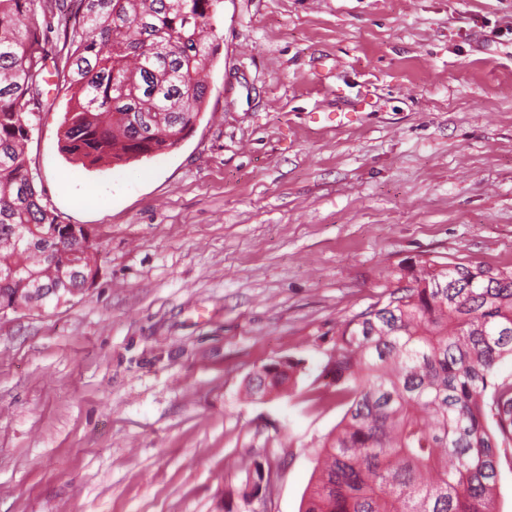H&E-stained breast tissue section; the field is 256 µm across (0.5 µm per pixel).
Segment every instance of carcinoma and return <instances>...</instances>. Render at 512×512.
<instances>
[{
    "label": "carcinoma",
    "instance_id": "obj_1",
    "mask_svg": "<svg viewBox=\"0 0 512 512\" xmlns=\"http://www.w3.org/2000/svg\"><path fill=\"white\" fill-rule=\"evenodd\" d=\"M223 0H0V306L72 272L68 226L41 201L26 145L47 55L24 20L71 23L62 150L94 165L176 146L204 109ZM512 269L426 261L346 320L326 369L345 413L324 439L302 512H495L512 445ZM300 370L257 372L260 394Z\"/></svg>",
    "mask_w": 512,
    "mask_h": 512
}]
</instances>
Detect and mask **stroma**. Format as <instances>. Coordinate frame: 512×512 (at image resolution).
<instances>
[{
    "label": "stroma",
    "mask_w": 512,
    "mask_h": 512,
    "mask_svg": "<svg viewBox=\"0 0 512 512\" xmlns=\"http://www.w3.org/2000/svg\"><path fill=\"white\" fill-rule=\"evenodd\" d=\"M32 22L28 165L99 274L0 316V512H300L341 324L426 260L512 268V0H223L193 131L90 167L63 28ZM300 370V363L294 360H282L277 363L263 366L257 373L259 379V385L262 381L265 383L264 388L258 392L253 387L257 384V381L252 377V385L249 384V390L252 394L263 395L265 393H272L283 389Z\"/></svg>",
    "instance_id": "35a3bbf8"
}]
</instances>
